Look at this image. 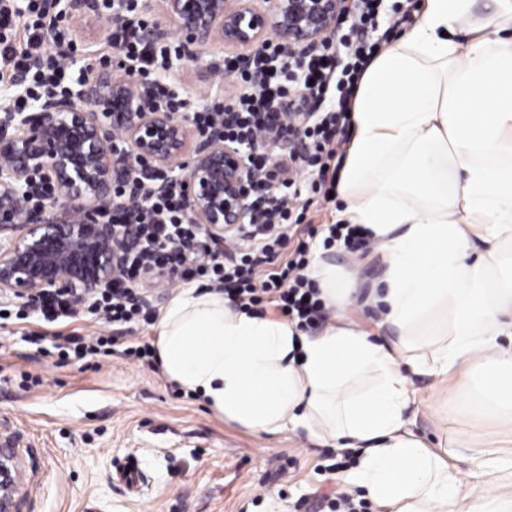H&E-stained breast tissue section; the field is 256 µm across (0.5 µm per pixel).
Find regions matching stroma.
<instances>
[{
  "instance_id": "35a3bbf8",
  "label": "stroma",
  "mask_w": 512,
  "mask_h": 512,
  "mask_svg": "<svg viewBox=\"0 0 512 512\" xmlns=\"http://www.w3.org/2000/svg\"><path fill=\"white\" fill-rule=\"evenodd\" d=\"M156 79L192 112L233 90L217 69L190 62ZM45 328L34 315L0 322V442L16 449L25 471L18 512H330L335 449L288 432L250 433L120 355L62 361L22 341L23 332ZM73 330L157 341L155 325L116 327L81 310L61 328ZM463 385L457 376H412L411 431L437 453L459 432L512 454V423L456 413ZM131 454L137 494L116 476Z\"/></svg>"
}]
</instances>
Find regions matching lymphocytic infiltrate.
<instances>
[{"label":"lymphocytic infiltrate","mask_w":512,"mask_h":512,"mask_svg":"<svg viewBox=\"0 0 512 512\" xmlns=\"http://www.w3.org/2000/svg\"><path fill=\"white\" fill-rule=\"evenodd\" d=\"M136 6L137 0H125L127 20L113 26L112 43L122 47L136 72L147 74L178 54L179 48L147 40L144 33L153 21L138 16ZM354 9L356 27L338 40L323 41L314 53L294 58L291 64H282L280 46L273 40L251 64L225 59L224 73L232 80L235 93L192 114L199 135L222 124L226 139L247 148L249 164L261 172L268 160L257 143L280 125L275 104L290 96L304 97L315 110L299 156L310 178L301 182L292 177L280 180L272 197L263 201L255 218L257 227L245 242L211 248L204 260L190 253L201 231L187 222L179 187L150 198L144 208L129 211L119 207L105 214V221L131 227L139 241L126 253L117 278L89 302L88 314L103 316L119 326L138 316L150 319L139 297L140 288L176 276L184 283L208 281L233 295L245 308L273 305L302 330L325 323L328 313L320 292L305 274L309 265L305 246H298L284 264H277L276 259L291 235L305 233L306 207L330 196L326 184L340 148L336 128L348 116L364 68L381 48L373 37L381 6L374 0H355ZM99 63V58L86 55L63 25L56 0H0V80L24 78L27 98L48 91L69 93L75 72L90 74ZM23 339L35 345L49 344L63 361L90 355L109 357L117 343L116 337L103 333L65 336L27 331Z\"/></svg>","instance_id":"obj_1"}]
</instances>
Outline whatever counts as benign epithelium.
I'll return each instance as SVG.
<instances>
[{
  "instance_id": "obj_1",
  "label": "benign epithelium",
  "mask_w": 512,
  "mask_h": 512,
  "mask_svg": "<svg viewBox=\"0 0 512 512\" xmlns=\"http://www.w3.org/2000/svg\"><path fill=\"white\" fill-rule=\"evenodd\" d=\"M165 0V11L182 35L179 58L197 63L203 49L220 45L249 60L273 37L284 56L315 51L335 36L348 15L347 0ZM61 12L92 15L97 0H58ZM275 111L286 132L274 130L260 143L269 173L280 176L285 157L297 156L309 105L287 98ZM157 170L180 183L186 217L209 243L222 244L247 233L258 206L255 181L241 146L215 126L193 134L190 116L153 100V86L122 71L103 69L81 81L70 95L49 97L31 112L0 113V299L33 301L62 291L80 304L111 282L136 239L100 214L118 206H145L164 193L169 180L139 183L143 191L121 200L119 182ZM56 193L40 210H24L36 177ZM25 488L15 449L0 447V512H18Z\"/></svg>"
}]
</instances>
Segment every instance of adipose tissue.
Segmentation results:
<instances>
[{"label": "adipose tissue", "instance_id": "ef3b65f1", "mask_svg": "<svg viewBox=\"0 0 512 512\" xmlns=\"http://www.w3.org/2000/svg\"><path fill=\"white\" fill-rule=\"evenodd\" d=\"M474 8L426 0L349 111L336 189L379 258L372 328L355 266L319 245L307 275L332 318L316 335L214 288L182 289L156 325L166 378L224 419L359 449L340 480L376 512H512V456L459 435L463 470L406 428L413 375H460L459 413L512 419V0Z\"/></svg>", "mask_w": 512, "mask_h": 512}]
</instances>
